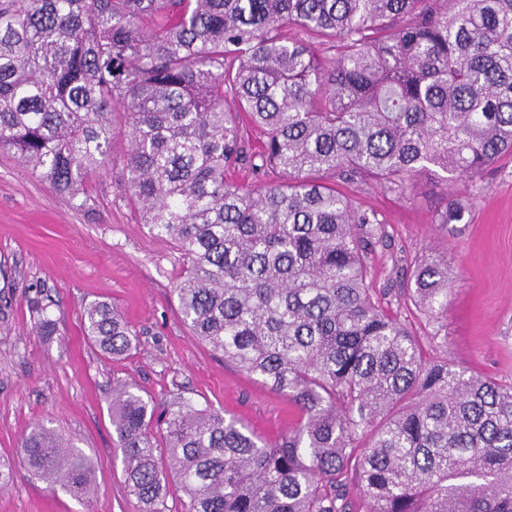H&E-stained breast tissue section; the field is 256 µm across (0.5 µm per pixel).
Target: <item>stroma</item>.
I'll return each instance as SVG.
<instances>
[{"label": "stroma", "instance_id": "stroma-1", "mask_svg": "<svg viewBox=\"0 0 512 512\" xmlns=\"http://www.w3.org/2000/svg\"><path fill=\"white\" fill-rule=\"evenodd\" d=\"M468 193L469 223L440 229L444 184L419 181L411 199L376 185L358 191L388 234L371 278L383 307L420 338L427 358L502 382L512 381V162L487 167ZM88 209H76L16 155L0 152V458L16 459L31 426L42 422L93 465L94 492L78 502L48 481L17 468L0 490V512H142L124 487L108 413L117 381L156 400L179 394L226 411L273 438L295 421L284 396L225 364L184 324L173 289L185 262L179 250L152 236L121 198L111 170L84 185ZM443 257L451 280L448 335L436 336L399 288L417 256ZM110 303L139 334L123 360L103 356L83 332L90 303ZM57 323L39 336L34 304Z\"/></svg>", "mask_w": 512, "mask_h": 512}]
</instances>
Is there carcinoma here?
I'll list each match as a JSON object with an SVG mask.
<instances>
[{
	"label": "carcinoma",
	"instance_id": "obj_1",
	"mask_svg": "<svg viewBox=\"0 0 512 512\" xmlns=\"http://www.w3.org/2000/svg\"><path fill=\"white\" fill-rule=\"evenodd\" d=\"M450 2L0 0V152L83 209L123 138L121 197L186 260L184 323L298 414L270 440L114 384L124 486L144 512H167L172 481L185 512H346L348 472L365 512H512V383L423 357L371 292L387 234L348 191L373 181L408 198L422 179L454 186L512 159V0ZM472 204L451 193L435 223H468ZM448 286V261L414 259L409 302L432 323ZM83 328L112 359L137 344L105 302ZM20 454L87 498L91 463L45 425Z\"/></svg>",
	"mask_w": 512,
	"mask_h": 512
}]
</instances>
